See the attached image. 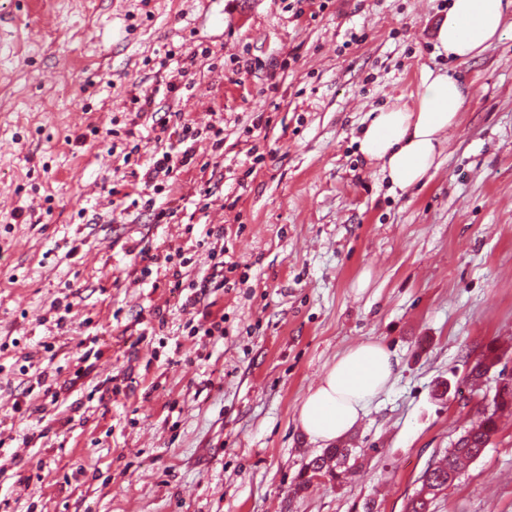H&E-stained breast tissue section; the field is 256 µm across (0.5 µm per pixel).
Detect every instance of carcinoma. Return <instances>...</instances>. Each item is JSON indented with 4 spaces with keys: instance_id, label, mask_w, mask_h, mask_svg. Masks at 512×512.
Segmentation results:
<instances>
[{
    "instance_id": "cac0c4a2",
    "label": "carcinoma",
    "mask_w": 512,
    "mask_h": 512,
    "mask_svg": "<svg viewBox=\"0 0 512 512\" xmlns=\"http://www.w3.org/2000/svg\"><path fill=\"white\" fill-rule=\"evenodd\" d=\"M495 351L496 348L488 347L474 362L469 372V378L473 383L478 384L488 379V359ZM508 409L512 410V390L502 396L494 394L491 403L483 406L477 420L460 433L443 457L424 470L419 478L420 487L407 498L404 508L410 509V512H430V506L436 497L434 491L446 490L459 478L468 463L483 454L498 432L497 413ZM357 461L358 456L353 448H325L321 454L303 465L301 481L295 491L299 492L306 488L315 472L341 484L351 479Z\"/></svg>"
}]
</instances>
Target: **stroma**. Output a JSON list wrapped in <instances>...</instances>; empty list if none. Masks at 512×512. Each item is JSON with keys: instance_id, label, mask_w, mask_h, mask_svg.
<instances>
[{"instance_id": "1", "label": "stroma", "mask_w": 512, "mask_h": 512, "mask_svg": "<svg viewBox=\"0 0 512 512\" xmlns=\"http://www.w3.org/2000/svg\"><path fill=\"white\" fill-rule=\"evenodd\" d=\"M447 11L0 0V512H403L476 415L475 359L512 369V17L461 63L434 48ZM426 66L467 99L435 174L395 193L357 138ZM187 122L192 162L145 185ZM220 250L231 286L185 307ZM209 319L223 335H190ZM367 341L398 364L340 439L358 469L298 489L323 448L301 404ZM431 510L512 512V411Z\"/></svg>"}]
</instances>
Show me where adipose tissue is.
I'll use <instances>...</instances> for the list:
<instances>
[{"label": "adipose tissue", "mask_w": 512, "mask_h": 512, "mask_svg": "<svg viewBox=\"0 0 512 512\" xmlns=\"http://www.w3.org/2000/svg\"><path fill=\"white\" fill-rule=\"evenodd\" d=\"M504 0H450L436 37L438 55L465 62L482 54L505 26ZM467 97L458 80L436 67L420 73L413 107L380 109L358 139L367 160L380 163L392 189L418 186L437 166L440 148L458 122ZM395 360L377 342L347 349L306 396L299 423L328 443L350 431L394 376Z\"/></svg>", "instance_id": "ef3b65f1"}]
</instances>
